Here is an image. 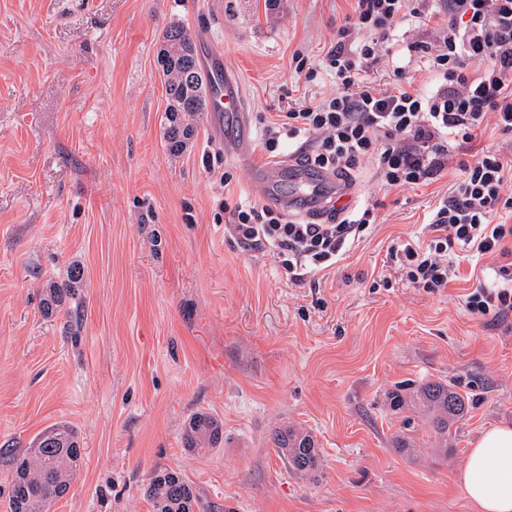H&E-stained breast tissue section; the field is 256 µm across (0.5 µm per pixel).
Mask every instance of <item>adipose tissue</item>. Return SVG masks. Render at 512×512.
<instances>
[{"mask_svg": "<svg viewBox=\"0 0 512 512\" xmlns=\"http://www.w3.org/2000/svg\"><path fill=\"white\" fill-rule=\"evenodd\" d=\"M461 483L472 512H512V428L482 434L469 450Z\"/></svg>", "mask_w": 512, "mask_h": 512, "instance_id": "obj_1", "label": "adipose tissue"}]
</instances>
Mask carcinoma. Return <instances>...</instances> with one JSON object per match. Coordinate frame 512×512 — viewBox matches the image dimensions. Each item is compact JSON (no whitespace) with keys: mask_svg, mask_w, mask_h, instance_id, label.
<instances>
[{"mask_svg":"<svg viewBox=\"0 0 512 512\" xmlns=\"http://www.w3.org/2000/svg\"><path fill=\"white\" fill-rule=\"evenodd\" d=\"M163 37L173 50L168 56L157 55L168 98L174 103L166 108L165 138L169 151L179 154L186 149L207 111L206 84L198 53L184 28L171 25ZM70 294L68 287L51 286L45 299L46 310L62 309ZM390 405L396 410L409 406L412 415L403 419V427L407 429L415 424V419H424L436 435L439 453L445 457L450 451L448 439L452 426L471 407L468 396L444 383L430 381L413 388L407 398L392 393ZM184 437L187 447L207 452L224 440V425L205 413H197L189 419ZM272 440L293 470L305 474L318 470L321 453L310 433L286 426L276 430ZM82 460V448L70 425L55 423L44 429L32 447L15 459L9 491L10 512H48L56 499L69 492ZM146 496L153 512H196L201 508L195 489L179 473L169 469L154 471Z\"/></svg>","mask_w":512,"mask_h":512,"instance_id":"cac0c4a2","label":"carcinoma"}]
</instances>
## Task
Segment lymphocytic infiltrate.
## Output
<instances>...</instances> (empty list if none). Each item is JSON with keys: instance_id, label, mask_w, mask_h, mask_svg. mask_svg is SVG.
I'll use <instances>...</instances> for the list:
<instances>
[{"instance_id": "1", "label": "lymphocytic infiltrate", "mask_w": 512, "mask_h": 512, "mask_svg": "<svg viewBox=\"0 0 512 512\" xmlns=\"http://www.w3.org/2000/svg\"><path fill=\"white\" fill-rule=\"evenodd\" d=\"M415 19L431 25L437 44L417 42L432 84H405L403 66L392 69L391 88L372 85L370 74L391 54L396 29ZM308 79L326 72L336 91L302 103L263 124L260 145L272 158L296 142L297 161L350 180L364 162L385 190L427 184L451 169L448 196L427 217V240L393 242L386 266L410 287L432 292L455 279L462 261L495 257L491 283L465 297L478 317L512 313V0H447L443 12L427 0H355L352 16L319 63L299 59ZM494 128L509 140L456 159L480 131ZM377 222V207L341 205L323 221L305 223L256 204L237 205L224 225L234 240L269 252L299 284L331 269Z\"/></svg>"}]
</instances>
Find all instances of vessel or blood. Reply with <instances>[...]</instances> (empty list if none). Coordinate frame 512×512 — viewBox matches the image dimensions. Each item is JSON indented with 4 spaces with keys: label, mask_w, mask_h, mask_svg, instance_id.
Wrapping results in <instances>:
<instances>
[{
    "label": "vessel or blood",
    "mask_w": 512,
    "mask_h": 512,
    "mask_svg": "<svg viewBox=\"0 0 512 512\" xmlns=\"http://www.w3.org/2000/svg\"><path fill=\"white\" fill-rule=\"evenodd\" d=\"M200 66L207 82L209 110L216 121L214 140L223 142L224 132L220 123L225 115L234 116L237 134L231 150L242 163L250 164V187L256 196L270 205L299 210L308 219L317 218L335 200H348L349 194L344 186L326 171L288 160L270 167L251 164L248 151L250 129L241 81L229 72L223 55L210 47H203Z\"/></svg>",
    "instance_id": "1"
}]
</instances>
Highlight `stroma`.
I'll return each instance as SVG.
<instances>
[{"label": "stroma", "instance_id": "35a3bbf8", "mask_svg": "<svg viewBox=\"0 0 512 512\" xmlns=\"http://www.w3.org/2000/svg\"><path fill=\"white\" fill-rule=\"evenodd\" d=\"M352 0H0V512L13 460L54 423L84 450L49 512H152L145 488L171 469L206 512H470L458 477L482 431L512 427V316L470 314L488 259L428 293L378 286L391 241L418 231L451 174L384 192L370 171L353 205L378 203L372 233L314 281L224 235V205L254 201L251 169L214 143L204 118L180 155L165 147L156 61L171 24L208 33L245 83L250 154L261 121L335 93L296 56L320 61ZM404 23L394 48L424 85ZM84 271L68 313L50 286ZM426 381L474 400L438 455L423 425L396 450L391 391ZM197 412L224 442L186 448ZM310 431L316 474L276 453L274 429Z\"/></svg>", "mask_w": 512, "mask_h": 512}]
</instances>
